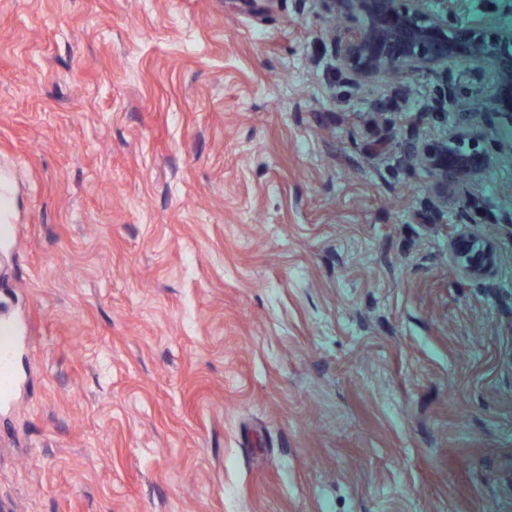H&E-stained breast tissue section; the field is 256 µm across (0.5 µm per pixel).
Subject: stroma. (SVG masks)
I'll return each instance as SVG.
<instances>
[{"instance_id":"1","label":"stroma","mask_w":512,"mask_h":512,"mask_svg":"<svg viewBox=\"0 0 512 512\" xmlns=\"http://www.w3.org/2000/svg\"><path fill=\"white\" fill-rule=\"evenodd\" d=\"M346 33L0 0V512H512V138L460 64L352 86ZM463 125L465 207L408 155ZM458 270L469 278L487 279L495 270V246L490 236L462 232L449 242ZM17 331L12 322L0 318V395L4 390L14 388L17 380L14 370V354L17 345Z\"/></svg>"}]
</instances>
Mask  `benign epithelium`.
<instances>
[{
  "instance_id": "7a95c632",
  "label": "benign epithelium",
  "mask_w": 512,
  "mask_h": 512,
  "mask_svg": "<svg viewBox=\"0 0 512 512\" xmlns=\"http://www.w3.org/2000/svg\"><path fill=\"white\" fill-rule=\"evenodd\" d=\"M345 14L360 15L364 23L349 30L338 60L358 84L380 73L415 75L442 63L466 62L473 71L489 73L490 100L494 113L512 128V55L501 48L512 44V26L500 18L494 27L449 26L448 18L466 9L464 0H445L448 11L433 14L424 0H327ZM458 130L447 138L419 142L413 155L435 180L441 202L448 195L466 193L468 183L483 169L486 155L469 141L462 149ZM458 270L469 278L487 279L495 270V246L487 235L462 232L449 242Z\"/></svg>"
}]
</instances>
